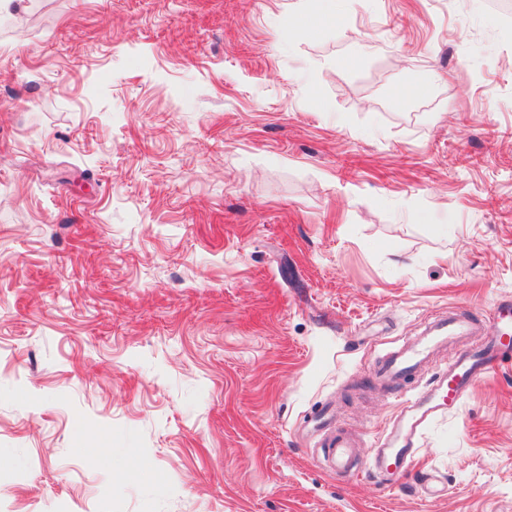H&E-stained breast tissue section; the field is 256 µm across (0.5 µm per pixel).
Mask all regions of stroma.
<instances>
[{"label":"stroma","instance_id":"35a3bbf8","mask_svg":"<svg viewBox=\"0 0 512 512\" xmlns=\"http://www.w3.org/2000/svg\"><path fill=\"white\" fill-rule=\"evenodd\" d=\"M312 6L0 14V512H512L510 362L400 487L311 455L371 456L457 350L374 362L512 298V25L336 0L299 37ZM477 329L474 321L459 316H436L425 327L422 336L377 361L371 369L372 374L381 387L396 390L400 382L417 372L432 354L441 348L447 349L448 343L468 339ZM320 447L324 450L316 458L325 467L344 475H352L356 470L364 471V463L355 455V447L346 431L337 430L336 434L327 436L321 441Z\"/></svg>","mask_w":512,"mask_h":512}]
</instances>
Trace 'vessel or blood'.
<instances>
[{"label":"vessel or blood","mask_w":512,"mask_h":512,"mask_svg":"<svg viewBox=\"0 0 512 512\" xmlns=\"http://www.w3.org/2000/svg\"><path fill=\"white\" fill-rule=\"evenodd\" d=\"M488 320L492 329L480 336L474 321L452 315L434 317L421 336L377 361L372 367L375 380L394 390L436 351L454 342L463 344L456 358L438 372L429 387L410 396L392 428L377 438L370 464H363L355 455L351 439L343 430L321 441L320 463L344 475L367 468L381 484L397 486L412 462L418 437L427 423L456 407L469 389L496 367L512 361V299L494 305Z\"/></svg>","instance_id":"obj_1"}]
</instances>
